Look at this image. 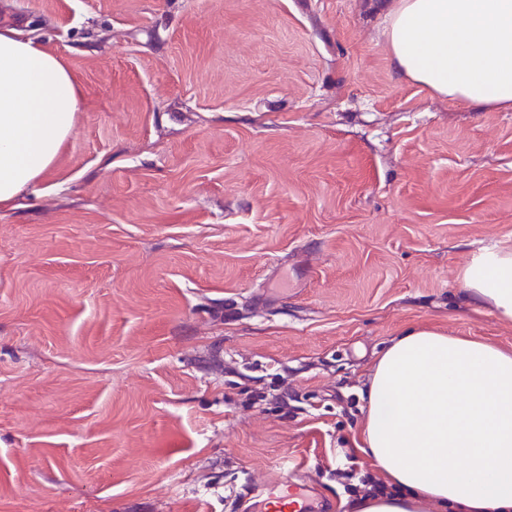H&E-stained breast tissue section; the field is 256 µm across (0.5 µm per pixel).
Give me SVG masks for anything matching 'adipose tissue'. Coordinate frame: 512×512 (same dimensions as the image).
Instances as JSON below:
<instances>
[{
  "label": "adipose tissue",
  "mask_w": 512,
  "mask_h": 512,
  "mask_svg": "<svg viewBox=\"0 0 512 512\" xmlns=\"http://www.w3.org/2000/svg\"><path fill=\"white\" fill-rule=\"evenodd\" d=\"M383 35L407 80L512 110V0H396ZM82 109L64 59L0 26V207L49 172ZM462 284L512 320V252L481 253ZM366 394L363 452L393 492L358 501V512H512V351L408 329L377 360Z\"/></svg>",
  "instance_id": "adipose-tissue-1"
}]
</instances>
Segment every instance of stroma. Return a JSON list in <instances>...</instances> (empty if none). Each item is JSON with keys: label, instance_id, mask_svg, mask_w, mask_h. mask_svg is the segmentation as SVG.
Listing matches in <instances>:
<instances>
[{"label": "stroma", "instance_id": "1", "mask_svg": "<svg viewBox=\"0 0 512 512\" xmlns=\"http://www.w3.org/2000/svg\"><path fill=\"white\" fill-rule=\"evenodd\" d=\"M385 0H0L84 110L0 211V512H353L404 330L512 351L462 273L512 252V111L402 78Z\"/></svg>", "mask_w": 512, "mask_h": 512}]
</instances>
